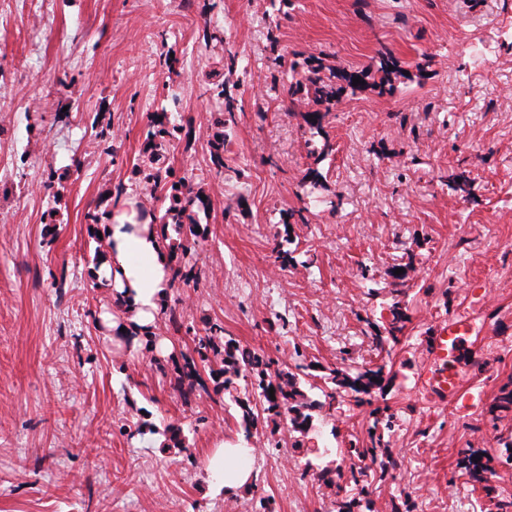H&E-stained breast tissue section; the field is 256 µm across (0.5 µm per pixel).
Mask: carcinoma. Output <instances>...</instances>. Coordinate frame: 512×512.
Here are the masks:
<instances>
[{
  "label": "carcinoma",
  "mask_w": 512,
  "mask_h": 512,
  "mask_svg": "<svg viewBox=\"0 0 512 512\" xmlns=\"http://www.w3.org/2000/svg\"><path fill=\"white\" fill-rule=\"evenodd\" d=\"M378 71L382 73L380 81H370V75L363 70L353 68L337 67L327 65L322 59L312 57L306 61L305 67L301 70L300 78L283 87L282 92L289 98L297 95H305L323 110L315 112H304L302 118L308 127L311 135L321 137L320 154L328 156L336 151L335 144L331 141L328 133L324 130L323 120L332 112L339 102V94L343 91L356 93L365 89H379L384 92L385 87L392 85V76L402 75L399 60L389 51L381 53ZM361 78V84L353 85V78ZM153 130L150 134V141L146 147L147 163L135 171L139 180L153 188L161 189L158 200L164 207L163 219L168 224H175L181 230L183 238L173 245L164 244L168 249L174 264L171 265V282L183 283L185 285L197 280L194 269L181 265L178 260V252H186L191 242L198 237L196 228L191 216L193 207L202 202L201 195L186 185L185 180L177 178L171 173L162 174L159 167L158 143L172 138L178 131L175 126L154 118L152 120ZM391 319L385 332H376L371 336L375 349L383 351L386 346L399 341V335L403 334L407 315L399 303H394L390 310ZM195 353L198 358L184 356L178 361L170 358L172 364L171 376L174 386L179 389L193 391L195 383L200 378L198 363L209 365L216 363L217 369H210L211 376L215 377L214 384L218 391H229L233 388V378L238 376L240 370L245 369L251 374L252 385L257 392L258 400L249 398L236 399L239 408V417L242 425L250 429L254 427L259 418L258 407L263 411L276 415L283 407L293 414L292 424L294 431L300 434L295 440L293 447L301 449L303 440L309 431V424L312 418L310 410L312 405L307 402L304 393L298 386L294 375L284 372H271L270 361L258 351L247 345H243L233 338H224V328L215 323L208 328L207 335L198 338L195 345ZM390 371L387 365L377 364L361 371L352 372L348 369H337L333 371L332 381L335 385L347 388L357 395H371L375 389L383 387ZM274 392H269V389ZM512 412V381L505 383L498 389L493 397L490 406V413L493 419L499 420L504 415ZM373 425L368 428L369 434L350 443L349 452L357 459H375L379 456H390L388 443L383 441V435L375 434L378 425H391L393 415L387 413L385 408H376L372 411ZM457 467L460 468L471 485H479L486 492V495L494 493V489L486 485V464L479 460V454L471 449H464L459 452ZM337 512H376L375 502L369 498H351L337 503Z\"/></svg>",
  "instance_id": "obj_1"
}]
</instances>
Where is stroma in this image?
I'll list each match as a JSON object with an SVG mask.
<instances>
[{
    "instance_id": "1",
    "label": "stroma",
    "mask_w": 512,
    "mask_h": 512,
    "mask_svg": "<svg viewBox=\"0 0 512 512\" xmlns=\"http://www.w3.org/2000/svg\"><path fill=\"white\" fill-rule=\"evenodd\" d=\"M386 50L410 71L429 55V79L344 94L324 122L336 151L319 156L301 105L272 87L271 59L287 83L304 57L362 69ZM231 55L219 167L225 96L212 81ZM156 115L180 128L160 148L165 166L206 200L185 258L199 281L171 288L154 331L178 358L217 323L277 368L315 364L299 378L321 405L301 451L288 411L241 424L246 375L218 394L202 369L183 397L100 320L124 312L94 275L89 217L144 199L134 170ZM453 168L468 195L449 186ZM303 205L308 223L288 225ZM396 302L407 328L376 352ZM463 312L482 366L438 405L417 376L436 325ZM347 350L357 367L391 369L370 402L328 380ZM511 380L512 0H0V512H250L256 493L276 512H336L358 493L346 448L375 406L393 415L395 459L387 476L369 472L378 512L404 499L416 512H496L455 460L478 450L496 493L512 495L498 443L512 413L489 414ZM223 441L254 448L251 490L214 484L206 461Z\"/></svg>"
}]
</instances>
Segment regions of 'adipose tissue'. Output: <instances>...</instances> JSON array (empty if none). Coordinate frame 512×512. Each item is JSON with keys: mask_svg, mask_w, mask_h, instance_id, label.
Instances as JSON below:
<instances>
[{"mask_svg": "<svg viewBox=\"0 0 512 512\" xmlns=\"http://www.w3.org/2000/svg\"><path fill=\"white\" fill-rule=\"evenodd\" d=\"M112 244L100 273L112 284L115 298L121 300L128 314V324L138 333L152 329L169 288L170 260L158 230L148 221L137 218L134 202L113 211L105 226ZM236 446L218 445L208 457L209 470L222 474L225 493H233L246 485L249 470L239 466Z\"/></svg>", "mask_w": 512, "mask_h": 512, "instance_id": "obj_1", "label": "adipose tissue"}]
</instances>
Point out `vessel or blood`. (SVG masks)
<instances>
[{
  "mask_svg": "<svg viewBox=\"0 0 512 512\" xmlns=\"http://www.w3.org/2000/svg\"><path fill=\"white\" fill-rule=\"evenodd\" d=\"M477 340L476 325L467 314L451 317L437 327L420 373L422 391L427 398L445 403L457 396L466 382L457 357L465 343Z\"/></svg>",
  "mask_w": 512,
  "mask_h": 512,
  "instance_id": "b4317fda",
  "label": "vessel or blood"
}]
</instances>
